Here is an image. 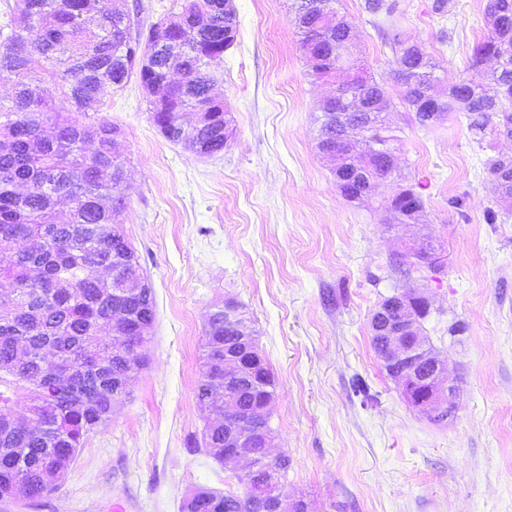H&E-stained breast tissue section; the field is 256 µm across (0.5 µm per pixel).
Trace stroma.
Wrapping results in <instances>:
<instances>
[{"mask_svg":"<svg viewBox=\"0 0 512 512\" xmlns=\"http://www.w3.org/2000/svg\"><path fill=\"white\" fill-rule=\"evenodd\" d=\"M237 38L210 66L228 105L224 152L200 157L154 125L138 79L99 112L119 130L126 233L153 289L147 362L112 418L89 433L60 487L0 512H180L188 490L240 493L235 474L189 452L206 317L224 299L247 310L276 379L275 450L289 497L310 512H512V214L488 223L497 193L485 164L512 141L478 144L460 114L420 125L401 100L395 39L421 42L441 88L474 78L487 0H396L376 26L364 0H338L353 53L384 77L401 139L394 180L346 201L316 147L320 106L336 87L309 75L292 0H234ZM424 201L420 223L391 222L398 185ZM433 243L436 260L405 258ZM431 301L423 334L457 386L454 417L411 407L372 344L371 316L393 294Z\"/></svg>","mask_w":512,"mask_h":512,"instance_id":"obj_1","label":"stroma"}]
</instances>
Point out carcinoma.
Returning a JSON list of instances; mask_svg holds the SVG:
<instances>
[{"instance_id": "obj_1", "label": "carcinoma", "mask_w": 512, "mask_h": 512, "mask_svg": "<svg viewBox=\"0 0 512 512\" xmlns=\"http://www.w3.org/2000/svg\"><path fill=\"white\" fill-rule=\"evenodd\" d=\"M337 0H294L291 21L303 50L321 59L318 78L354 69L345 28L336 24ZM365 10L391 17L395 4L365 0ZM10 32L0 49V499L21 483L32 499L59 488L49 483L62 463L74 458L84 437L112 418V375L132 377L142 360H119L116 369L94 371L100 331L112 321V307L123 305L133 315L127 334L135 336L155 317L152 291L126 296L112 292V283L92 277L96 266L112 267L115 255L129 250L127 235L112 234L123 223L125 169L115 156L112 133L100 120L91 125L70 121V112L102 105L110 90L124 88L131 75L154 88L149 98L154 125L169 141H196L201 153L224 151V101L211 93L209 64L224 57V36L237 37L236 12L224 13V0H184L166 23L134 27L129 13L112 0H15ZM490 34L478 42L472 68L495 62L488 75L448 89L435 105L429 92L439 81L432 55L413 52L417 42L398 39L396 78L403 100L425 125L428 112H461L477 142L512 135V0H488ZM27 44L51 67L49 79L33 73L30 57L14 50ZM385 80L358 72L339 85L352 105L366 101L368 113H386L390 99L380 97ZM321 107L317 148L338 153V173L363 167V180L337 185L348 201L361 200L364 182L387 181L393 171L378 157L346 153L345 128L326 120ZM370 136L381 154L398 150V136L382 120ZM499 202L512 206V157L487 161ZM70 203L68 219L55 221L56 206ZM424 212L422 197L410 189L395 205V224L409 211ZM204 361L209 376H224V349L237 339L224 325V313L208 314ZM249 354L253 381L240 388V406L272 400L276 381L257 344ZM52 361L66 369L68 394L47 392ZM284 456L274 466L258 456L251 489L267 494L271 508L282 496L288 472ZM204 512H250L246 493L222 498L202 496L194 504Z\"/></svg>"}]
</instances>
